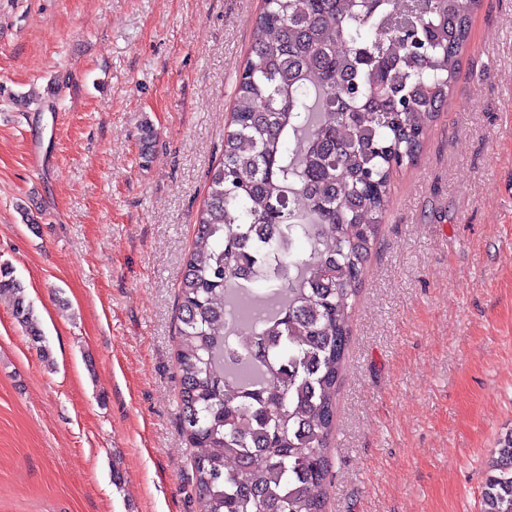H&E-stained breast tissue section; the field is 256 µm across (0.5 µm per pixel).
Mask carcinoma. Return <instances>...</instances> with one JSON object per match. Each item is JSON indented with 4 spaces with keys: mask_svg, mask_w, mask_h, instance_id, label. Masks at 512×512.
Wrapping results in <instances>:
<instances>
[{
    "mask_svg": "<svg viewBox=\"0 0 512 512\" xmlns=\"http://www.w3.org/2000/svg\"><path fill=\"white\" fill-rule=\"evenodd\" d=\"M480 7L420 0L406 31L397 0H263L179 283L180 425L203 512H325L353 301L392 170L448 105ZM256 270L281 301L227 335L224 295ZM4 294L52 363L0 265ZM497 445L481 512H512V432Z\"/></svg>",
    "mask_w": 512,
    "mask_h": 512,
    "instance_id": "cac0c4a2",
    "label": "carcinoma"
}]
</instances>
